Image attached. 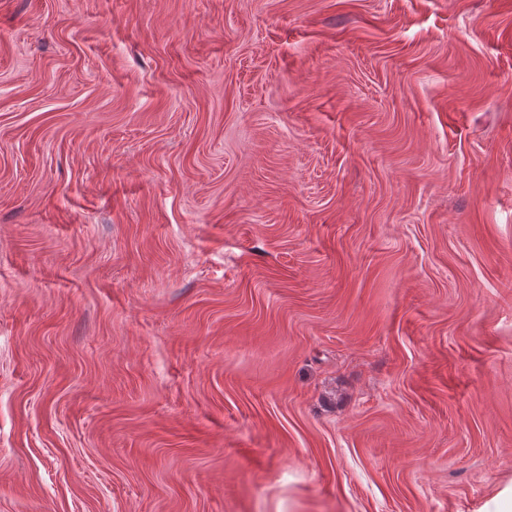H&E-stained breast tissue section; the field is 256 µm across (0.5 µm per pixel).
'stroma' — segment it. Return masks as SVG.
Here are the masks:
<instances>
[{
	"mask_svg": "<svg viewBox=\"0 0 512 512\" xmlns=\"http://www.w3.org/2000/svg\"><path fill=\"white\" fill-rule=\"evenodd\" d=\"M510 484L512 0H0V512Z\"/></svg>",
	"mask_w": 512,
	"mask_h": 512,
	"instance_id": "35a3bbf8",
	"label": "stroma"
}]
</instances>
